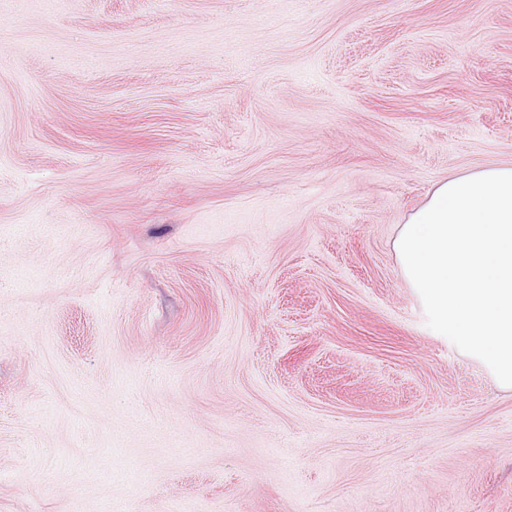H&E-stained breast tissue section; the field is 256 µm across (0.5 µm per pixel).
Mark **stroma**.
I'll use <instances>...</instances> for the list:
<instances>
[{"label": "stroma", "mask_w": 512, "mask_h": 512, "mask_svg": "<svg viewBox=\"0 0 512 512\" xmlns=\"http://www.w3.org/2000/svg\"><path fill=\"white\" fill-rule=\"evenodd\" d=\"M501 163L512 0H0V512H512L392 248Z\"/></svg>", "instance_id": "obj_1"}]
</instances>
